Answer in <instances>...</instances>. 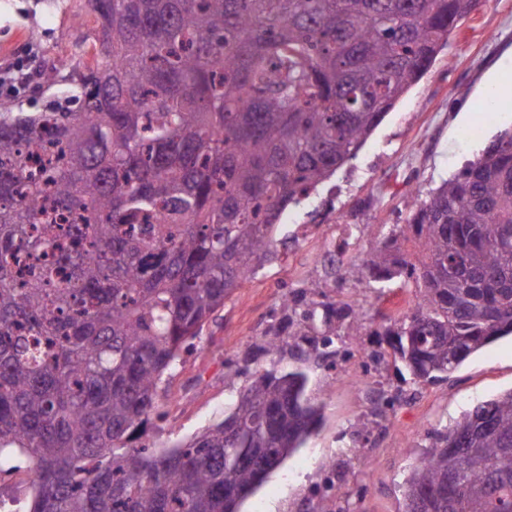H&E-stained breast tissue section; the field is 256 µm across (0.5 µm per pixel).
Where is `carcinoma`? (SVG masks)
<instances>
[{"instance_id":"cac0c4a2","label":"carcinoma","mask_w":512,"mask_h":512,"mask_svg":"<svg viewBox=\"0 0 512 512\" xmlns=\"http://www.w3.org/2000/svg\"><path fill=\"white\" fill-rule=\"evenodd\" d=\"M477 0H85L92 62L42 73L73 95L0 102V472L30 512H238L316 430L303 363L340 317L303 290L252 344L231 411L189 444L147 435L158 397L224 301L277 258L279 216L354 158ZM69 218L36 232L45 212ZM342 276L419 291L384 328L441 381L512 335V132L490 141ZM413 239L424 260L404 253ZM300 366L282 367L280 339ZM405 512H512V390L439 434Z\"/></svg>"}]
</instances>
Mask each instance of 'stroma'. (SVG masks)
<instances>
[{"mask_svg": "<svg viewBox=\"0 0 512 512\" xmlns=\"http://www.w3.org/2000/svg\"><path fill=\"white\" fill-rule=\"evenodd\" d=\"M83 11V0H63L52 11L43 0H0V47L7 50L0 67L12 59L21 69L39 70L77 47L92 50V18L75 23ZM502 66H512V0H480L357 156L293 207L298 221L279 226L277 260L235 290L182 352L149 431L160 447L187 442L224 418L243 384L235 376L239 361L252 339L281 318L286 296L314 290L316 301L346 308L364 323L359 336L349 335L348 321L334 324L335 369L318 360L308 365V393L321 407L322 422L240 512H404V480L430 453L436 434L478 403L512 390V336L469 356L440 382L414 381L390 357L364 371L361 350L388 349L380 325L409 312L418 290L398 281L374 289L326 272L334 242L345 244L344 264L360 262L405 222L415 191L437 187L512 128V99L498 101L496 111L482 109L484 78ZM70 92L65 83L48 85L31 76L15 90L0 87V100L34 112ZM371 389L400 399L368 434L358 421L369 414Z\"/></svg>", "mask_w": 512, "mask_h": 512, "instance_id": "35a3bbf8", "label": "stroma"}]
</instances>
